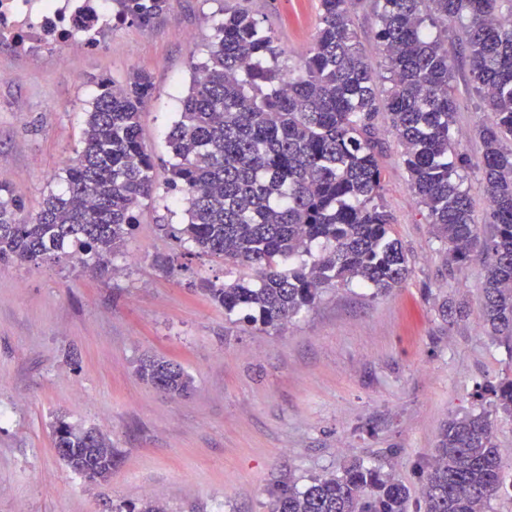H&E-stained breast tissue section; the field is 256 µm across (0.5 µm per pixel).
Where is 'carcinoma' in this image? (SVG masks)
<instances>
[{"instance_id":"carcinoma-1","label":"carcinoma","mask_w":512,"mask_h":512,"mask_svg":"<svg viewBox=\"0 0 512 512\" xmlns=\"http://www.w3.org/2000/svg\"><path fill=\"white\" fill-rule=\"evenodd\" d=\"M354 0H320L313 45L284 71L273 33L246 9L224 11L191 63L192 77L169 132L166 189L183 201L179 242L224 262L228 279L199 288L228 315L280 329L328 286L383 295L410 273L382 202L375 121L383 115L402 148L410 188L446 247L448 273L480 253L484 334L512 350V0H374L383 72L367 61L352 19ZM171 0H112V15L149 24ZM470 62V81L487 103L482 152L459 147L448 25ZM153 83L134 72L102 84L86 112L81 146L32 214L0 183V264H38L76 253L100 274L139 223L156 191L154 161L141 140L140 114ZM479 174L492 231L474 220L467 181ZM450 321L467 316L443 302ZM137 373L172 395L192 379L169 361L146 359ZM480 411L448 421L431 458L415 465L417 498L393 473L353 463L340 474L286 486L271 512H487L504 488L491 416L512 417V374L478 391ZM55 444L70 463L106 481L112 442L63 420Z\"/></svg>"}]
</instances>
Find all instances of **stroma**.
I'll return each instance as SVG.
<instances>
[{"label":"stroma","instance_id":"1","mask_svg":"<svg viewBox=\"0 0 512 512\" xmlns=\"http://www.w3.org/2000/svg\"><path fill=\"white\" fill-rule=\"evenodd\" d=\"M248 9L275 36L284 68L299 65L318 25V0H172L147 25L116 22L107 43L32 61L0 51V182L27 211L63 188L59 175L80 144L85 114L105 81L148 73L152 97L141 138L159 186L113 271L91 277L76 258L0 265V512H114L156 501L167 512H270L278 488H305L351 462L394 471L416 487L448 420L470 411L480 386L512 370V351L484 335L483 258L449 272L426 209L386 123L383 201L408 254L406 281L382 296L325 289L281 331L227 316L199 289L224 265L180 246L182 210L164 186L167 133L191 78V56L225 8ZM353 25L373 68L384 54L373 0H356ZM191 40H184V33ZM456 128L461 150L481 155L489 118L471 89L456 36ZM170 256L174 273L155 267ZM135 264H128V257ZM469 314L448 323L442 300ZM148 357L181 365L190 393L143 382ZM107 436L118 458L107 482L72 471L55 453L58 420Z\"/></svg>","mask_w":512,"mask_h":512}]
</instances>
